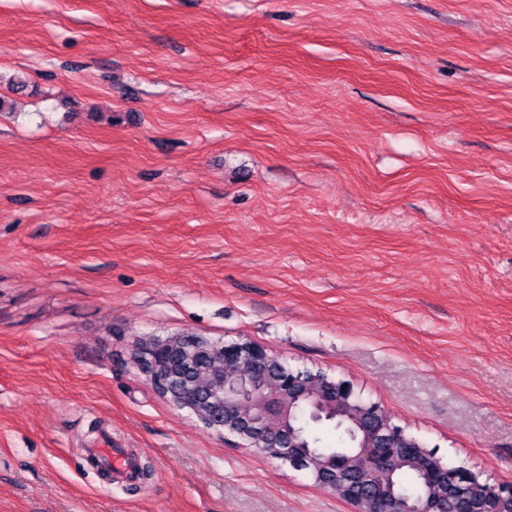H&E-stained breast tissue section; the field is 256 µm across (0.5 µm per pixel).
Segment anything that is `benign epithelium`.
Instances as JSON below:
<instances>
[{
	"instance_id": "7a95c632",
	"label": "benign epithelium",
	"mask_w": 512,
	"mask_h": 512,
	"mask_svg": "<svg viewBox=\"0 0 512 512\" xmlns=\"http://www.w3.org/2000/svg\"><path fill=\"white\" fill-rule=\"evenodd\" d=\"M215 351L224 371L217 374L216 386L201 387L186 365ZM134 362L157 393L207 428L296 470L307 469L306 449L293 426L297 404L311 411L313 421L357 418L362 438L355 452L328 459L313 476L316 485L336 493L353 512H372L379 503L390 512H512V487L475 483L468 469L443 463L396 426L385 409L364 401L352 383L294 371L251 341L205 343L182 335L151 339ZM405 464L423 480L424 492L416 497L397 492L395 477Z\"/></svg>"
}]
</instances>
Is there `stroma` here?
<instances>
[{
    "instance_id": "stroma-1",
    "label": "stroma",
    "mask_w": 512,
    "mask_h": 512,
    "mask_svg": "<svg viewBox=\"0 0 512 512\" xmlns=\"http://www.w3.org/2000/svg\"><path fill=\"white\" fill-rule=\"evenodd\" d=\"M0 99V512H351L154 392L172 335L512 485V0H0Z\"/></svg>"
}]
</instances>
